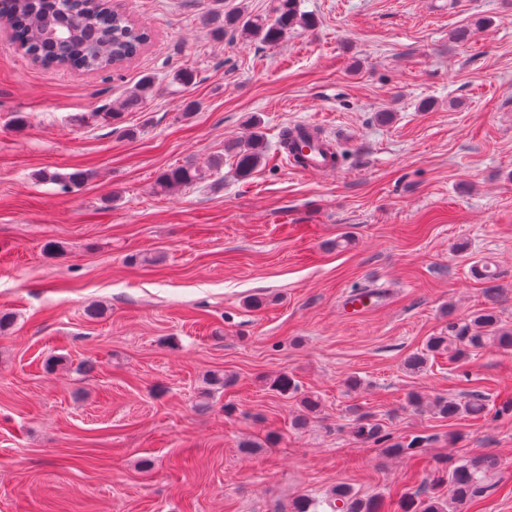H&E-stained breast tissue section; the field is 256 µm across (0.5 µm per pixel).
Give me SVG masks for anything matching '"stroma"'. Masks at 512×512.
Instances as JSON below:
<instances>
[{"instance_id":"obj_1","label":"stroma","mask_w":512,"mask_h":512,"mask_svg":"<svg viewBox=\"0 0 512 512\" xmlns=\"http://www.w3.org/2000/svg\"><path fill=\"white\" fill-rule=\"evenodd\" d=\"M121 4L152 34L107 71L43 69L0 27V310L15 315L0 334V512H292L340 484L392 512L485 454L500 467L460 512H512V351L405 366L449 322L491 311L512 328V0H301L315 27L276 45L215 34L225 11L272 0ZM181 68L195 80L176 92ZM146 76L158 93L127 108ZM252 115L267 157L243 181L225 147ZM300 121L337 170L294 169L280 134ZM189 160L206 179L157 193ZM77 169L89 178L65 194L38 177ZM484 261L491 288L470 273ZM366 289L378 298L345 317ZM213 371L233 383L198 410ZM281 373L321 401L303 427L298 397L267 388ZM475 392L484 417L434 408ZM361 415L418 447L355 440Z\"/></svg>"}]
</instances>
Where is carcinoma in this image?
<instances>
[{
	"label": "carcinoma",
	"instance_id": "carcinoma-1",
	"mask_svg": "<svg viewBox=\"0 0 512 512\" xmlns=\"http://www.w3.org/2000/svg\"><path fill=\"white\" fill-rule=\"evenodd\" d=\"M8 15L12 29V42L31 60L44 68L65 66L82 72H97L112 68V61L131 53L139 43L149 39L147 29L130 22L124 11L112 7L110 0H0V13ZM312 18L300 9V0H274L269 15H247L241 11L224 14L222 32L239 33L267 45L281 42L288 33L298 27H310ZM156 94L154 79L141 80L131 101L137 103ZM249 134L227 146L233 158L235 172L241 179L249 178L260 168L266 158L267 146L261 131V121L252 116L248 119ZM284 146H293L296 158L304 160L303 148L311 147L306 136L292 138L286 127L280 135ZM38 177L60 186L64 192L81 186L87 174L75 171L63 177L42 171ZM206 177L202 167L191 162L171 167L162 172L157 180V190L163 193L198 183ZM488 344L512 349V331L500 326L497 316L491 312L479 313L470 320L469 329L454 336H433L427 343L431 353H448L460 359L468 351L481 349ZM227 384L224 374L214 372L208 378L210 388L199 392L197 407L206 408L212 388L220 389ZM268 389L286 396L297 389L295 381L281 374L270 380ZM440 414L453 417L457 414L480 416L486 409L485 399L473 394L464 402L446 398L435 400ZM353 437L362 442L386 445V450L400 455L416 445L412 440L390 442L380 426L367 422L363 416L353 430ZM498 461L490 455H480L456 466L448 474L449 499L435 495L415 499L402 494L398 500L399 512H447L453 505L463 506L476 501L484 491V479L497 468ZM332 512H381L379 504L364 501L346 486H338L329 500Z\"/></svg>",
	"mask_w": 512,
	"mask_h": 512
}]
</instances>
